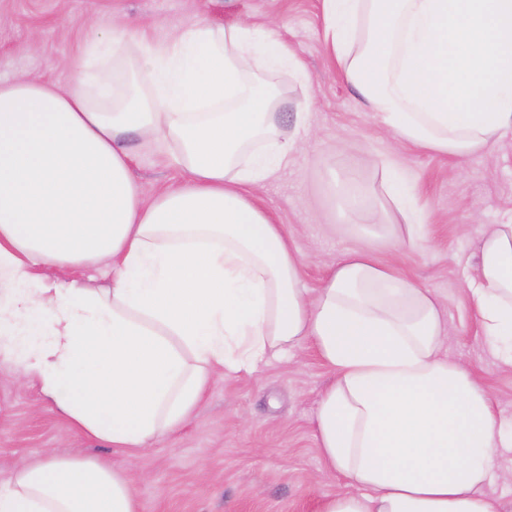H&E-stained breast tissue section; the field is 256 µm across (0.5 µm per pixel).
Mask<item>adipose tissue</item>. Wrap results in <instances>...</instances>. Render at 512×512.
<instances>
[{"label":"adipose tissue","instance_id":"obj_1","mask_svg":"<svg viewBox=\"0 0 512 512\" xmlns=\"http://www.w3.org/2000/svg\"><path fill=\"white\" fill-rule=\"evenodd\" d=\"M346 79L400 138L464 158L512 132V0H323ZM275 32L198 21L162 42L93 38L66 85L0 81V365L37 388L109 460L50 452L0 483V512H141L114 457L192 417L216 377L253 374L312 342L333 380L313 434L342 493L318 512H501L485 489L512 424L448 359L445 308L355 245L315 291L283 225L249 186L286 166ZM178 168L148 190L131 139ZM416 245L423 217L393 178ZM107 265L99 284L84 269ZM471 304L512 365V223L477 246Z\"/></svg>","mask_w":512,"mask_h":512}]
</instances>
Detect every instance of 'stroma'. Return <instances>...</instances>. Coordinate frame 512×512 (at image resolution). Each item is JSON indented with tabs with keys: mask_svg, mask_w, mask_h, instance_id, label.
I'll return each mask as SVG.
<instances>
[{
	"mask_svg": "<svg viewBox=\"0 0 512 512\" xmlns=\"http://www.w3.org/2000/svg\"><path fill=\"white\" fill-rule=\"evenodd\" d=\"M241 20L277 31L306 65L308 81L288 71L273 83L283 97L280 127L292 130L297 108L308 114L287 168L251 193L284 224L305 258L303 284L320 287L328 266L364 240L446 303L444 351L495 398L512 422V366L491 350L473 313L464 265L493 225L512 222V135L466 159L429 152L386 131L329 56L322 0H0V80L66 84L90 34V21L118 25L126 38L158 40ZM399 170L424 214L426 236L401 247L361 236L341 214V193L400 223L387 195ZM332 373L311 343L260 372L215 378L189 425L141 455L122 458L142 512H316L343 485L322 476L311 420ZM108 457L112 450L78 432L0 367V482L23 460L46 450Z\"/></svg>",
	"mask_w": 512,
	"mask_h": 512,
	"instance_id": "1",
	"label": "stroma"
}]
</instances>
